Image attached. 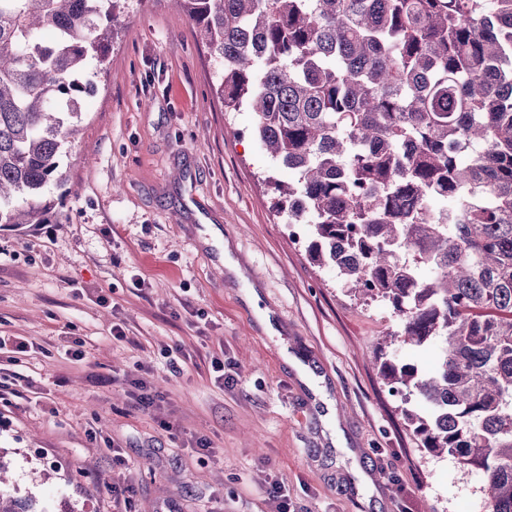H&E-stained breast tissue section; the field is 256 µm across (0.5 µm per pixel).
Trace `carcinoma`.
<instances>
[{
  "label": "carcinoma",
  "mask_w": 512,
  "mask_h": 512,
  "mask_svg": "<svg viewBox=\"0 0 512 512\" xmlns=\"http://www.w3.org/2000/svg\"><path fill=\"white\" fill-rule=\"evenodd\" d=\"M273 165L271 210L308 219L311 262L383 297L425 375L384 361L422 447L484 473L512 512V0H172ZM125 0H0V224H49ZM424 264L432 275L422 278ZM0 512H39L0 494Z\"/></svg>",
  "instance_id": "1"
}]
</instances>
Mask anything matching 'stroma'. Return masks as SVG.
I'll return each mask as SVG.
<instances>
[{
	"instance_id": "obj_1",
	"label": "stroma",
	"mask_w": 512,
	"mask_h": 512,
	"mask_svg": "<svg viewBox=\"0 0 512 512\" xmlns=\"http://www.w3.org/2000/svg\"><path fill=\"white\" fill-rule=\"evenodd\" d=\"M105 57L55 222L0 226V336L26 345L0 352L16 392L0 404L5 493L40 512H115L125 489L132 512H271L275 478L295 512H486L482 470L420 448L401 415L417 397L378 373L382 352L430 372L440 344L387 343L402 328L388 301L353 299L309 261L311 225L294 233L270 208L266 176H293L250 108L225 111L195 28L171 0H127ZM135 380L162 416L132 409Z\"/></svg>"
}]
</instances>
